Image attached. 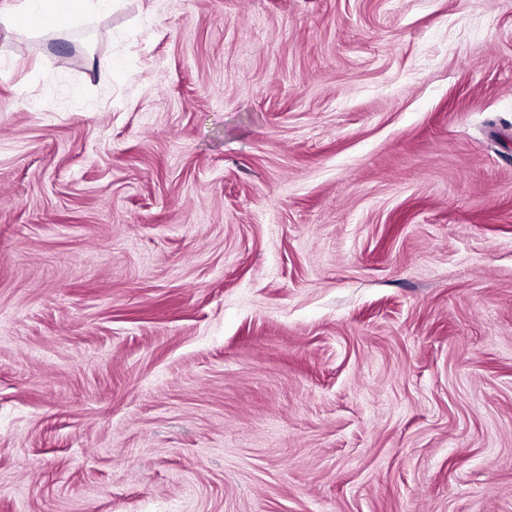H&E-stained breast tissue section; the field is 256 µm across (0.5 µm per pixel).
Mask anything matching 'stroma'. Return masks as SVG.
Wrapping results in <instances>:
<instances>
[{
	"instance_id": "1",
	"label": "stroma",
	"mask_w": 512,
	"mask_h": 512,
	"mask_svg": "<svg viewBox=\"0 0 512 512\" xmlns=\"http://www.w3.org/2000/svg\"><path fill=\"white\" fill-rule=\"evenodd\" d=\"M0 0V512H512V0ZM112 0H24L13 13L11 23L18 26L24 18L34 16L47 30L71 26L91 9H108Z\"/></svg>"
}]
</instances>
